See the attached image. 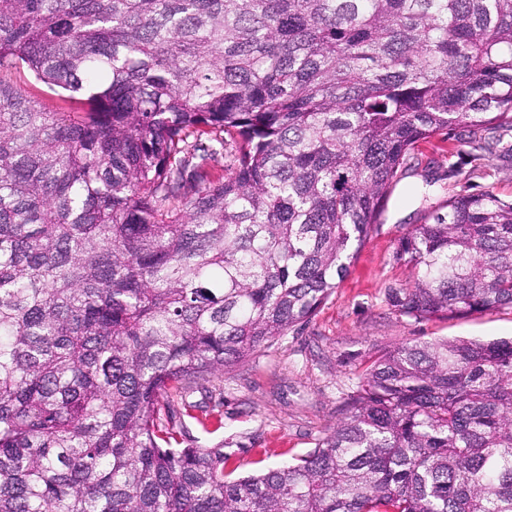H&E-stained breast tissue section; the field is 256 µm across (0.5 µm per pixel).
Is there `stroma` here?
<instances>
[{"label":"stroma","instance_id":"35a3bbf8","mask_svg":"<svg viewBox=\"0 0 512 512\" xmlns=\"http://www.w3.org/2000/svg\"><path fill=\"white\" fill-rule=\"evenodd\" d=\"M467 129L435 135L412 154L407 175L383 203L380 220L359 249L347 276L311 319L273 346L191 390L175 405V421L197 445L235 449V476L258 474L310 452L341 418V406L362 373L384 350L404 342L512 338V306L452 320L399 314L388 291L411 271L393 259L399 238L459 193L487 189L512 200V130L499 132L480 167L449 155L450 140L467 141ZM213 408L217 423L192 418L187 404Z\"/></svg>","mask_w":512,"mask_h":512}]
</instances>
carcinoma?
<instances>
[{
  "instance_id": "carcinoma-1",
  "label": "carcinoma",
  "mask_w": 512,
  "mask_h": 512,
  "mask_svg": "<svg viewBox=\"0 0 512 512\" xmlns=\"http://www.w3.org/2000/svg\"><path fill=\"white\" fill-rule=\"evenodd\" d=\"M460 126L512 129V0H0V512H512V340L385 350L258 475L171 411L308 321ZM446 208L391 306L512 305V202ZM27 83L32 95L37 97L49 110L54 112H73L70 104L64 101L63 94L54 92L47 86L37 83L32 79Z\"/></svg>"
}]
</instances>
